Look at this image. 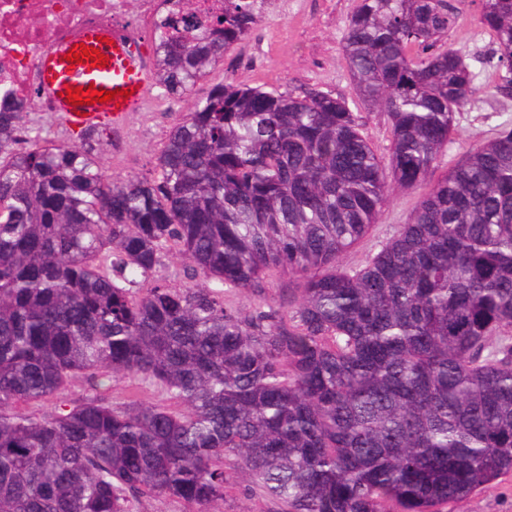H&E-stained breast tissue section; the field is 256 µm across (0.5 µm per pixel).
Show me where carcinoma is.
Returning <instances> with one entry per match:
<instances>
[{
  "label": "carcinoma",
  "mask_w": 512,
  "mask_h": 512,
  "mask_svg": "<svg viewBox=\"0 0 512 512\" xmlns=\"http://www.w3.org/2000/svg\"><path fill=\"white\" fill-rule=\"evenodd\" d=\"M154 79L181 96L256 24L164 0ZM454 0H358L342 52L387 155L315 89L214 84L154 170L33 133L0 94V512H211L224 456L286 512H444L512 473V128L471 148L364 266L336 270L395 188L425 183L476 93ZM512 97V0H483ZM202 285L156 278L172 254ZM295 274L288 316L224 289ZM132 380L115 406L100 379ZM81 378L88 392L66 396ZM38 402L40 414L17 410ZM134 512H195V506L168 497H142L134 503Z\"/></svg>",
  "instance_id": "cac0c4a2"
}]
</instances>
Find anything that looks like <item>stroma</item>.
Wrapping results in <instances>:
<instances>
[{
  "label": "stroma",
  "instance_id": "1",
  "mask_svg": "<svg viewBox=\"0 0 512 512\" xmlns=\"http://www.w3.org/2000/svg\"><path fill=\"white\" fill-rule=\"evenodd\" d=\"M356 0H282L278 10L261 13L246 40L228 51L223 64L198 80L191 92L179 98L161 96L149 89L138 111L130 113L119 146H103L98 162L107 174L121 178L153 169L169 130L190 112L213 84L230 81L265 89L289 85L314 88L345 99L358 113L361 131L378 155L389 147V120L385 112L364 105L349 76L342 53L347 19ZM460 19L446 43L466 59L474 75L476 95L457 114L448 144L435 163L433 179H440L474 145L490 139L496 129L512 128V97L497 93V75L487 64L498 56V45L479 22L480 0H460ZM420 191H395L375 224L358 243L343 253L341 268H358L381 250L407 223ZM299 280L279 273L265 280L262 292H233L236 306L250 310L266 303L288 311L297 296ZM226 492L215 512H280L281 506L253 485L234 456L224 460ZM448 512H512V474L486 486L468 500L449 504Z\"/></svg>",
  "mask_w": 512,
  "mask_h": 512
}]
</instances>
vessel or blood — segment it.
<instances>
[{"label":"vessel or blood","mask_w":512,"mask_h":512,"mask_svg":"<svg viewBox=\"0 0 512 512\" xmlns=\"http://www.w3.org/2000/svg\"><path fill=\"white\" fill-rule=\"evenodd\" d=\"M86 45L99 49L106 63L70 65L66 56L74 47ZM42 83L50 96L55 114L65 131L78 133L108 123L122 130L131 112L137 111L153 83L152 65L147 55L135 49L126 36L116 30L101 34L89 29L58 46L40 61ZM94 87L114 92L106 102L74 105L66 91L76 87Z\"/></svg>","instance_id":"1"}]
</instances>
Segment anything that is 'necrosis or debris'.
<instances>
[{"label": "necrosis or debris", "instance_id": "necrosis-or-debris-1", "mask_svg": "<svg viewBox=\"0 0 512 512\" xmlns=\"http://www.w3.org/2000/svg\"><path fill=\"white\" fill-rule=\"evenodd\" d=\"M162 10L161 0H0V91L34 98L48 111L38 62L57 44L85 29H120L140 40Z\"/></svg>", "mask_w": 512, "mask_h": 512}]
</instances>
